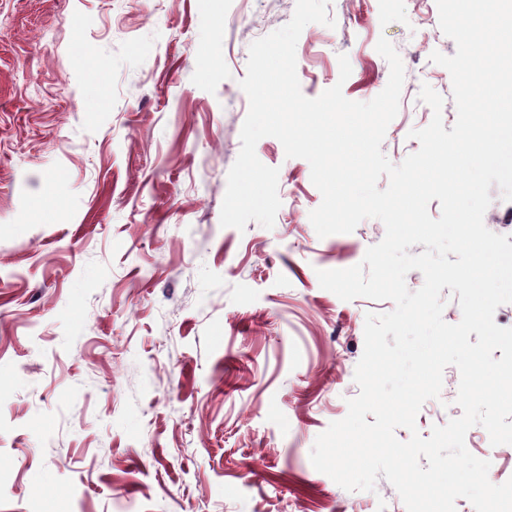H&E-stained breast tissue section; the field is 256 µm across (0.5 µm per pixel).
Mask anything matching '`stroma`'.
<instances>
[{"label":"stroma","instance_id":"35a3bbf8","mask_svg":"<svg viewBox=\"0 0 512 512\" xmlns=\"http://www.w3.org/2000/svg\"><path fill=\"white\" fill-rule=\"evenodd\" d=\"M296 0H0V512H406L393 485L349 492L311 464L359 388L367 313L321 270L359 264L385 235L362 221L319 238L309 163L265 137L278 168L273 228L220 224L249 101V47ZM335 27L296 46L306 97L405 79L381 145L401 163L432 120L422 85L457 107L431 61L455 42L436 0H331ZM352 72L339 78V55ZM52 189L55 203L44 200ZM42 218H35L36 210ZM447 367L417 428L459 417ZM465 444L512 478V444Z\"/></svg>","mask_w":512,"mask_h":512}]
</instances>
